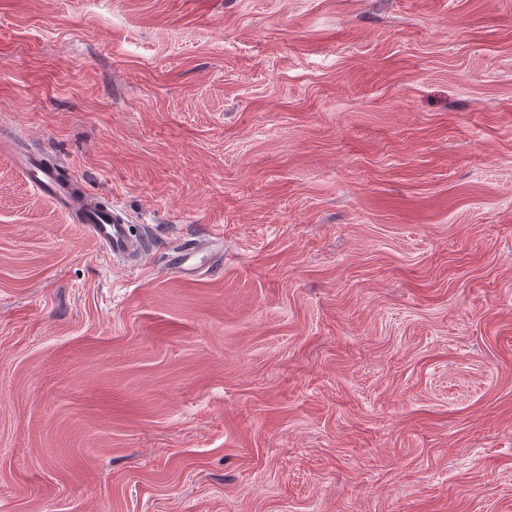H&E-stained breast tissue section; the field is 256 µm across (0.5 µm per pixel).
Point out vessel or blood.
I'll return each mask as SVG.
<instances>
[{
	"mask_svg": "<svg viewBox=\"0 0 512 512\" xmlns=\"http://www.w3.org/2000/svg\"><path fill=\"white\" fill-rule=\"evenodd\" d=\"M0 152L7 154L29 175L32 183L49 197L59 212L83 225L95 243L112 256L136 266L152 250L150 234L132 233L119 205L90 194L79 180L61 177L37 154L16 150L14 139L0 137ZM223 241L221 234L212 233L203 243L171 251V265L178 271L189 272V262L195 254L220 251Z\"/></svg>",
	"mask_w": 512,
	"mask_h": 512,
	"instance_id": "b4317fda",
	"label": "vessel or blood"
}]
</instances>
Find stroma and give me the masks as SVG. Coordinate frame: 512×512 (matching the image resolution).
Returning a JSON list of instances; mask_svg holds the SVG:
<instances>
[{
  "label": "stroma",
  "mask_w": 512,
  "mask_h": 512,
  "mask_svg": "<svg viewBox=\"0 0 512 512\" xmlns=\"http://www.w3.org/2000/svg\"><path fill=\"white\" fill-rule=\"evenodd\" d=\"M0 132L154 239L0 155V512H512V0H0ZM15 138L0 137V151L15 161L29 175L32 183L54 204L55 208L83 224L95 243L113 257L137 266L152 250L151 235L143 229L140 235L131 232L119 205L90 194L78 179L62 178L57 170L43 163L33 152H18ZM224 242V237L218 233H212L207 235L202 244H191L186 249L172 250L170 253V262L172 268L180 272L193 271L194 268L188 265V262L197 253L201 252H217L220 254L221 246Z\"/></svg>",
  "instance_id": "obj_1"
}]
</instances>
